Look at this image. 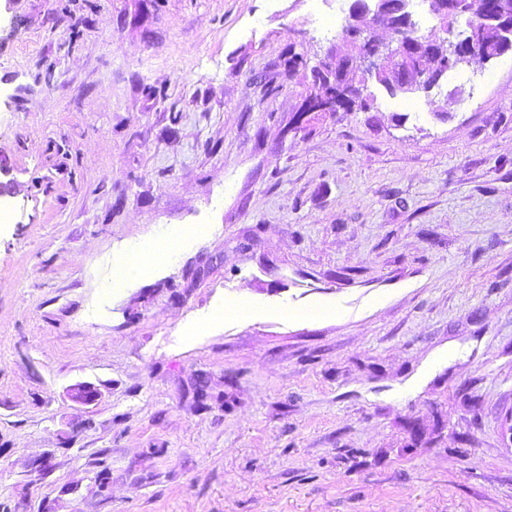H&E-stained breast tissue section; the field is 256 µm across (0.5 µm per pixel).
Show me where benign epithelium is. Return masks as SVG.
<instances>
[{
    "label": "benign epithelium",
    "mask_w": 512,
    "mask_h": 512,
    "mask_svg": "<svg viewBox=\"0 0 512 512\" xmlns=\"http://www.w3.org/2000/svg\"><path fill=\"white\" fill-rule=\"evenodd\" d=\"M485 16L486 21L498 24L504 33L512 36V0H494L485 7ZM387 18L396 20V23L392 26V40L382 48L368 36V25L378 27L381 20ZM349 19L345 41L359 43L360 52L353 57L333 49L318 59L310 73L313 81L321 85V90L316 95L305 97L295 122L298 127L309 117L348 110L355 91L344 76L351 70L364 75L403 70L405 76L401 80V88L408 92L422 84H438L452 64L449 49L468 48L470 54L482 55L476 44L454 41L451 32L446 39V49L437 42L422 43L405 34L409 25L404 0H381L374 13L362 0H355L350 5ZM426 58L433 59V69L428 72L416 67V63ZM71 397L78 403L89 404L95 401L97 393L90 385L81 383L72 388Z\"/></svg>",
    "instance_id": "benign-epithelium-1"
}]
</instances>
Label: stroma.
<instances>
[{"label": "stroma", "instance_id": "35a3bbf8", "mask_svg": "<svg viewBox=\"0 0 512 512\" xmlns=\"http://www.w3.org/2000/svg\"><path fill=\"white\" fill-rule=\"evenodd\" d=\"M346 4L0 12V512H512V51L295 127ZM176 233L159 237L149 250H132L124 254L112 267V288H123L129 280L138 278L148 271L171 263L174 255L170 241Z\"/></svg>", "mask_w": 512, "mask_h": 512}]
</instances>
